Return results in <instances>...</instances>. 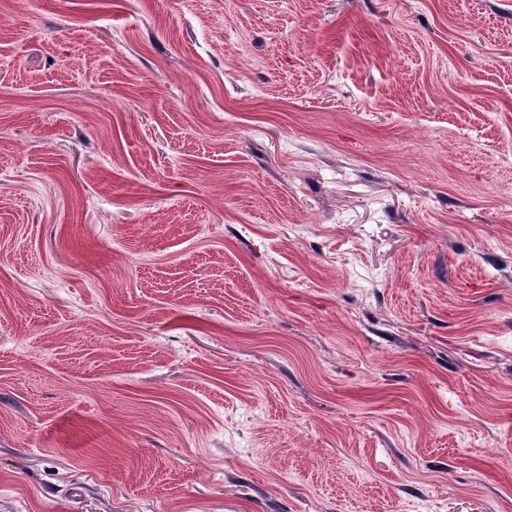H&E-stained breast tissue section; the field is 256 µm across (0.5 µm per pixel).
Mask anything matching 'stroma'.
<instances>
[{"instance_id": "obj_1", "label": "stroma", "mask_w": 512, "mask_h": 512, "mask_svg": "<svg viewBox=\"0 0 512 512\" xmlns=\"http://www.w3.org/2000/svg\"><path fill=\"white\" fill-rule=\"evenodd\" d=\"M0 512H512V0H0Z\"/></svg>"}]
</instances>
